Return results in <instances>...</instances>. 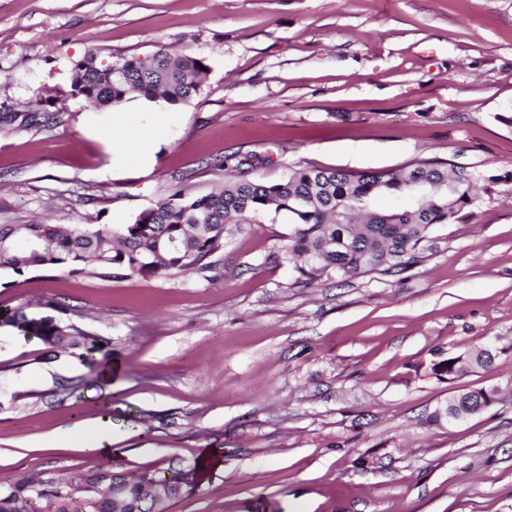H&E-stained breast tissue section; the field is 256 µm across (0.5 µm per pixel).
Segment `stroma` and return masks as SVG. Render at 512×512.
I'll list each match as a JSON object with an SVG mask.
<instances>
[{
  "label": "stroma",
  "instance_id": "stroma-1",
  "mask_svg": "<svg viewBox=\"0 0 512 512\" xmlns=\"http://www.w3.org/2000/svg\"><path fill=\"white\" fill-rule=\"evenodd\" d=\"M162 48L205 81L125 104L166 142L115 161V114L71 96L72 68ZM36 99L63 121L0 132V224H127L181 175L192 197L222 185L209 161L235 153L268 183L436 158L476 200L423 264L338 286L293 287L282 215L202 275H0V484L194 468L167 512H512V401L433 419L454 389L512 383V0H0V102ZM16 313L110 339L108 382ZM486 345L491 367L431 376ZM86 420L112 456L80 448Z\"/></svg>",
  "mask_w": 512,
  "mask_h": 512
}]
</instances>
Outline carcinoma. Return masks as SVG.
Wrapping results in <instances>:
<instances>
[{
  "instance_id": "cac0c4a2",
  "label": "carcinoma",
  "mask_w": 512,
  "mask_h": 512,
  "mask_svg": "<svg viewBox=\"0 0 512 512\" xmlns=\"http://www.w3.org/2000/svg\"><path fill=\"white\" fill-rule=\"evenodd\" d=\"M208 66L192 54L161 48L143 58L102 64L94 56L73 67L71 96L100 110L123 105L132 93L148 102L168 105L189 102L200 91ZM54 103L36 100L26 111L0 103V131L39 129L62 123ZM211 165L230 175L224 185L191 197L178 189L118 227L85 224H0V273L24 276L45 270L72 275L92 273L103 278L203 273L211 257L224 248L230 224H261L271 214L288 216V247L284 259L295 273L293 286L318 281L340 282L377 274L397 276L422 264L436 227L448 224L473 204V177L450 169L439 160H418L398 172L352 173L328 168H300L278 183L250 177L253 160L237 154L214 158ZM380 196L403 201L379 212ZM45 341L63 349L91 353L109 345L101 336L71 334L57 328ZM502 349L485 348L475 355L450 356L431 367L440 380L451 381L493 364ZM503 400L498 386L477 387L452 395L434 418L456 420L477 415ZM102 479L107 494L88 502L80 486ZM120 495L112 496V483ZM169 484L171 497H188L197 489L193 469H169V474L131 478L109 468L77 472L55 484L20 481L0 486V512H151L149 487Z\"/></svg>"
}]
</instances>
